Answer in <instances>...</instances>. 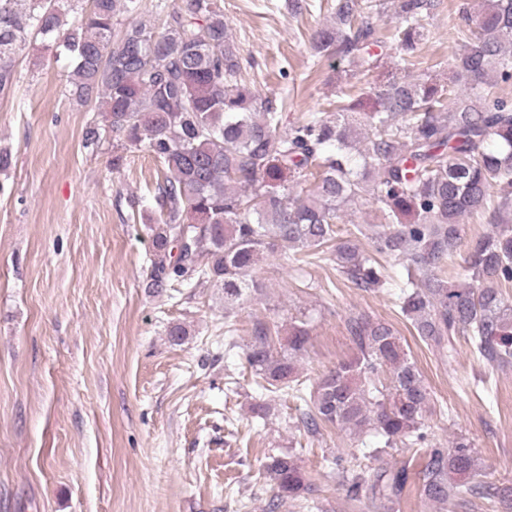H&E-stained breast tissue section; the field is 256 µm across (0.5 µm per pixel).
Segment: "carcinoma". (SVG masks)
<instances>
[{
  "mask_svg": "<svg viewBox=\"0 0 512 512\" xmlns=\"http://www.w3.org/2000/svg\"><path fill=\"white\" fill-rule=\"evenodd\" d=\"M438 6L391 0L403 61L416 56ZM381 9L378 0H334L313 55L348 61L350 78L361 80L377 67L372 18ZM141 10L142 0H0V94L20 80L19 49L62 48L72 57L71 96L96 102L101 116L85 147L111 132L123 150L144 148L160 163L147 288L210 282L234 302L261 288L250 278L259 255L280 249L293 264L331 250L353 287L379 292L390 285L383 261L394 258L407 279L388 291L392 304L432 351L453 357L462 335L487 363L512 362V305L502 294L512 285V104L498 92L512 80V0H484L464 16L475 29L451 65L452 87L425 69L379 87L370 112L360 99L340 100L334 119L310 112L287 126L288 95L277 101L238 80L220 0H186L158 30L132 20ZM123 16L130 22L118 31ZM363 200L379 223L352 224L336 239L344 207ZM470 213L487 215L493 232L452 284L441 271ZM361 236L372 252L360 250ZM347 331L357 355L313 387L298 378L304 321L292 322L279 355L271 328L253 324L243 356L258 389L311 404L301 421L313 436L324 425L355 436L367 428L386 448H430L413 474L362 464L371 457L364 442L337 451L327 467L357 512H391L412 478L431 500L456 507L483 498L512 512V487L478 465L466 437L445 446L428 432L432 395L393 323L353 316ZM384 366L387 385L378 379ZM262 474L273 492L268 512L287 499L310 507L312 484L296 455L268 456Z\"/></svg>",
  "mask_w": 512,
  "mask_h": 512,
  "instance_id": "cac0c4a2",
  "label": "carcinoma"
}]
</instances>
